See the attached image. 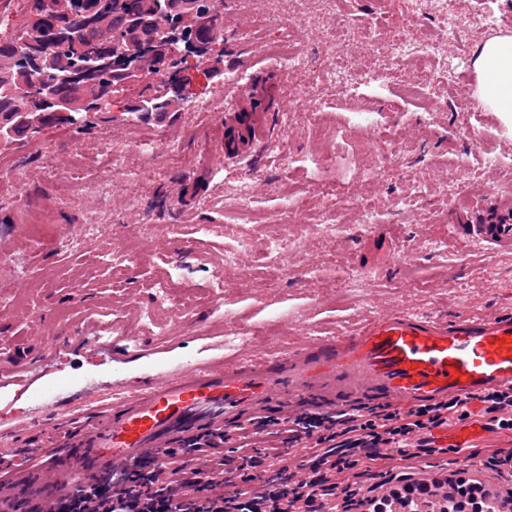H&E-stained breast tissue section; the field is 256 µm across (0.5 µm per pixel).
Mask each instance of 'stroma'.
I'll return each instance as SVG.
<instances>
[{
	"label": "stroma",
	"instance_id": "1",
	"mask_svg": "<svg viewBox=\"0 0 512 512\" xmlns=\"http://www.w3.org/2000/svg\"><path fill=\"white\" fill-rule=\"evenodd\" d=\"M223 2L225 69L273 84L291 116L254 150L210 158L225 116L252 105L195 67L186 72L188 102L166 119L126 116L125 105L145 91L139 83L113 93L109 112L90 116L85 128L55 117L0 146V163L17 174L0 179V359L33 338L47 351L25 369L0 372V445L21 440L17 422L47 432L188 366L236 370L274 360L389 309L447 318L512 310V251L489 252L462 228L486 196L512 194V128L474 97L472 67L477 44L512 33V0H498L491 23L471 0H443L430 16L402 0ZM450 23L454 38L427 48ZM375 33L405 39L408 49L400 73L362 84L359 76L378 64ZM277 44L290 46L294 65L272 58ZM334 61L350 81L322 79ZM421 69L432 75L427 92L406 96ZM307 84L318 89L309 120L294 109ZM204 99L214 100L212 114L197 111ZM315 125L331 162L320 156ZM163 135L177 141L180 164L163 150L148 161L132 153ZM116 149L125 150L124 165H113ZM283 152L288 163L276 167ZM146 162L161 177L131 184L127 169ZM246 181L252 195L242 203ZM114 213L123 221L104 234L115 262L92 244L20 251L31 225L79 239ZM202 224L212 232L200 233ZM282 236L291 242L283 262L267 253ZM161 284L168 298L159 303ZM89 385L97 395L74 401ZM50 386L62 404L40 410ZM470 411L432 429L419 464L453 468L512 450L488 430L481 403Z\"/></svg>",
	"mask_w": 512,
	"mask_h": 512
}]
</instances>
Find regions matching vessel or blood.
<instances>
[{"instance_id": "b4317fda", "label": "vessel or blood", "mask_w": 512, "mask_h": 512, "mask_svg": "<svg viewBox=\"0 0 512 512\" xmlns=\"http://www.w3.org/2000/svg\"><path fill=\"white\" fill-rule=\"evenodd\" d=\"M270 111L228 116L225 156L240 141L271 133ZM492 251L512 250V198L489 197L468 227ZM512 394V311L441 319L403 309L377 315L336 343H311L274 365L243 372L187 370L174 381L113 403L79 426L37 440L54 456L30 468L32 450H0V512H56L72 473L93 480L135 459L192 446L202 467L215 464L248 420L278 409L299 415L306 397L337 408L343 397L374 395L401 410L471 395Z\"/></svg>"}]
</instances>
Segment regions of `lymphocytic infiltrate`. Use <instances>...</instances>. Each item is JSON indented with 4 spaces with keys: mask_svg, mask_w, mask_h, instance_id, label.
Instances as JSON below:
<instances>
[{
    "mask_svg": "<svg viewBox=\"0 0 512 512\" xmlns=\"http://www.w3.org/2000/svg\"><path fill=\"white\" fill-rule=\"evenodd\" d=\"M469 399L449 401L445 408L422 406L406 412L349 404L334 410L316 411L273 423L249 424L253 436L285 433L283 448H267L255 455L245 454L240 464L224 468L216 464L213 473L194 471L186 484L184 498H173L158 482L155 471L136 463L110 472L103 482L70 485L61 498L58 512H87L92 501H99L103 512H288V503L305 496L309 512H387L385 502L374 499L362 483L337 491L322 475L323 465L336 470L352 469L353 456L365 450H377L383 435L402 441L413 432L431 433L442 418L462 421L469 417ZM304 445L308 463L307 481H293L284 463L295 445ZM237 483L233 495H225L224 478Z\"/></svg>",
    "mask_w": 512,
    "mask_h": 512,
    "instance_id": "1",
    "label": "lymphocytic infiltrate"
}]
</instances>
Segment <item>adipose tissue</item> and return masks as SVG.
Returning <instances> with one entry per match:
<instances>
[{
    "instance_id": "adipose-tissue-1",
    "label": "adipose tissue",
    "mask_w": 512,
    "mask_h": 512,
    "mask_svg": "<svg viewBox=\"0 0 512 512\" xmlns=\"http://www.w3.org/2000/svg\"><path fill=\"white\" fill-rule=\"evenodd\" d=\"M477 75L476 97L495 112H512V34L500 33L477 48L472 60ZM495 88L498 98H490L487 88Z\"/></svg>"
}]
</instances>
